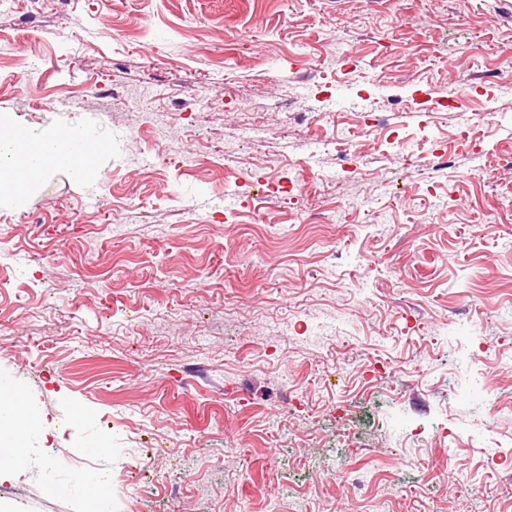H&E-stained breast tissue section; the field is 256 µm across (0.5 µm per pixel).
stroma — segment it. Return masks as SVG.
Listing matches in <instances>:
<instances>
[{"label": "stroma", "mask_w": 512, "mask_h": 512, "mask_svg": "<svg viewBox=\"0 0 512 512\" xmlns=\"http://www.w3.org/2000/svg\"><path fill=\"white\" fill-rule=\"evenodd\" d=\"M0 115L102 146L0 203L5 512H512V0H0ZM369 121H376V120H366L365 116H363L357 123L358 126V132L356 139L353 138L351 140H348L340 145L338 148V154L341 158V161L344 163V171L348 173H358L359 171V165H358V158L361 151L360 141L359 138L365 133L366 135L370 131L369 128L374 126ZM1 405L10 404L12 412L7 414L1 413L0 424V479L2 476L11 474L22 467L28 454V448L22 446L23 441L20 435L21 420L20 413L16 409L14 402L24 403L19 391L0 392ZM26 405V403H24ZM2 419L6 422L3 427ZM88 495L89 504L93 506V512H107L109 503L112 504V496L105 495L103 490L107 484L92 475L83 478Z\"/></svg>", "instance_id": "obj_1"}]
</instances>
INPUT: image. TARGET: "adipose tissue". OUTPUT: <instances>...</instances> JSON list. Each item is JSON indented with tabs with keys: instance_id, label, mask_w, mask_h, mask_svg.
<instances>
[{
	"instance_id": "adipose-tissue-1",
	"label": "adipose tissue",
	"mask_w": 512,
	"mask_h": 512,
	"mask_svg": "<svg viewBox=\"0 0 512 512\" xmlns=\"http://www.w3.org/2000/svg\"><path fill=\"white\" fill-rule=\"evenodd\" d=\"M98 149V142L86 140L75 127L34 137L21 127L0 121V196L23 203L28 188L55 169L89 177L94 173ZM4 419L0 426V477L19 470L28 454L20 435L19 412L12 410Z\"/></svg>"
}]
</instances>
